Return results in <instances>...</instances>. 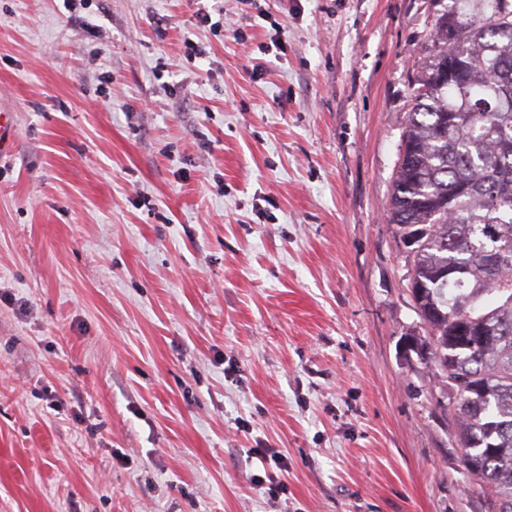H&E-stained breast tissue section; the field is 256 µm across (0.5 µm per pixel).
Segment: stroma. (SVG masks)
Returning a JSON list of instances; mask_svg holds the SVG:
<instances>
[{"label": "stroma", "mask_w": 512, "mask_h": 512, "mask_svg": "<svg viewBox=\"0 0 512 512\" xmlns=\"http://www.w3.org/2000/svg\"><path fill=\"white\" fill-rule=\"evenodd\" d=\"M435 10L0 0V512H494L385 216ZM249 451L251 458H256L262 465L265 479L269 482L268 495L276 498L280 486L279 474L284 470L282 453L275 448H251ZM261 479L266 482L263 477Z\"/></svg>", "instance_id": "1"}]
</instances>
